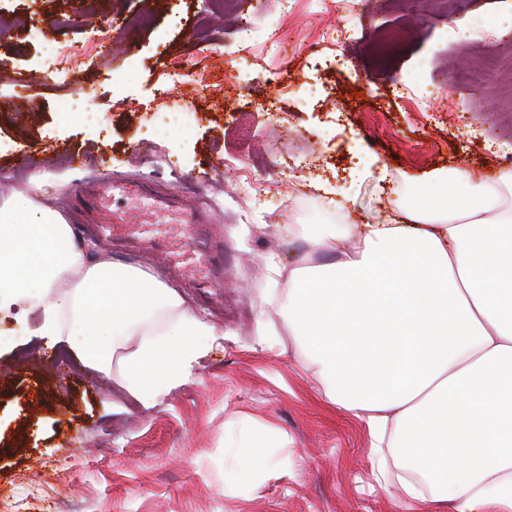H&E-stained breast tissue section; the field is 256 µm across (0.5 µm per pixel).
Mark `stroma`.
I'll list each match as a JSON object with an SVG mask.
<instances>
[{
	"mask_svg": "<svg viewBox=\"0 0 512 512\" xmlns=\"http://www.w3.org/2000/svg\"><path fill=\"white\" fill-rule=\"evenodd\" d=\"M460 19L499 30L463 41ZM511 20L512 0H355L353 13L318 15L306 0L286 13L238 0L220 14L209 0H0V195L34 181L53 205L99 173L139 180L211 202L224 250L223 282L200 288L77 216L79 241L158 275L220 334L144 405L121 389L120 363L103 375L1 321L0 512H66L72 499L81 512H422L401 507L364 420L325 398L288 331L285 272L321 259L288 227L382 222L436 171L497 177L489 146L512 141ZM246 22L259 42L287 35V53L249 57ZM343 27L338 54L310 56ZM48 38L96 53V67L49 74ZM176 62L184 83L160 94ZM415 76L437 96L423 114L397 89ZM307 82L316 96L302 97ZM74 87L94 90L96 127L73 113ZM172 104L189 124L160 131L155 113ZM299 156L309 167L291 168ZM258 182L271 201H254ZM267 463L274 472L258 476Z\"/></svg>",
	"mask_w": 512,
	"mask_h": 512,
	"instance_id": "stroma-1",
	"label": "stroma"
}]
</instances>
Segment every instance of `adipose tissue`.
<instances>
[{"label":"adipose tissue","instance_id":"1","mask_svg":"<svg viewBox=\"0 0 512 512\" xmlns=\"http://www.w3.org/2000/svg\"><path fill=\"white\" fill-rule=\"evenodd\" d=\"M397 224H309L330 262L288 271L283 316L319 368L324 393L364 419L402 468L435 431L445 440L425 485L400 479L427 512H512V171L451 170L401 206ZM156 275L86 260L64 214L32 196L0 198V316L35 317L34 335L87 366L124 368L147 401L187 378L214 325ZM138 344H131V337Z\"/></svg>","mask_w":512,"mask_h":512}]
</instances>
